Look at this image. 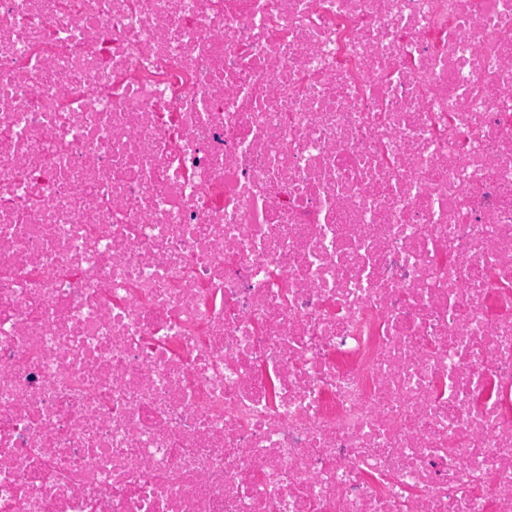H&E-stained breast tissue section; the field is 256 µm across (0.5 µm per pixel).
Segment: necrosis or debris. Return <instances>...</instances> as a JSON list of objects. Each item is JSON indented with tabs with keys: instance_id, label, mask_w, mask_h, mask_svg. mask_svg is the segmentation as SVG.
<instances>
[{
	"instance_id": "1",
	"label": "necrosis or debris",
	"mask_w": 512,
	"mask_h": 512,
	"mask_svg": "<svg viewBox=\"0 0 512 512\" xmlns=\"http://www.w3.org/2000/svg\"><path fill=\"white\" fill-rule=\"evenodd\" d=\"M0 512H512V0H0Z\"/></svg>"
}]
</instances>
